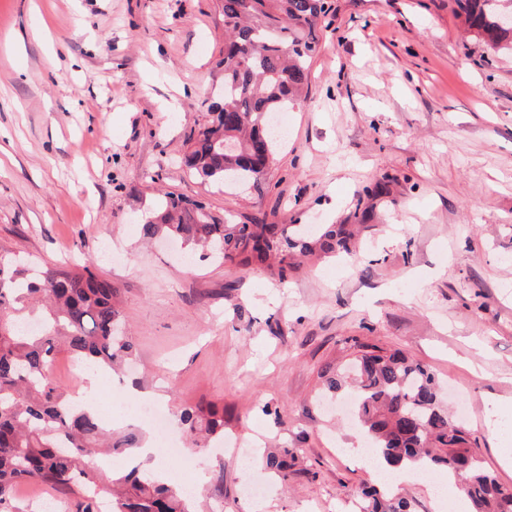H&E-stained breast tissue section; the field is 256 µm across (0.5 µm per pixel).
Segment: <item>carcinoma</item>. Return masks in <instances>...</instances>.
Listing matches in <instances>:
<instances>
[{
	"mask_svg": "<svg viewBox=\"0 0 512 512\" xmlns=\"http://www.w3.org/2000/svg\"><path fill=\"white\" fill-rule=\"evenodd\" d=\"M458 15L495 52H512V0H454ZM330 10L328 0H222L224 81L216 123L192 134L184 164L218 185L257 182L277 135L270 115L304 100L310 63L318 46L316 27ZM150 236L202 246L216 262L279 259V275L293 260L315 253L356 252V230L327 224L315 238L299 237L275 224H230L198 202L167 194L144 225ZM118 290L89 267L61 268L0 254V512L20 485L38 482L86 492L77 512H194V499L179 489L139 474L102 475L95 459L126 451L136 436L112 439L101 418L76 404L51 376L56 354L66 352L91 369L112 371L135 355L123 330ZM40 320L38 331L21 325ZM324 385L356 390V420L377 456L393 468L423 463L465 480L472 512H512V487L499 482L470 446L464 425L440 399L436 375L397 350L359 344L344 372L327 367ZM180 421L194 443L224 433V413L186 408ZM298 450L281 448L265 457L266 468L286 484L295 474ZM359 512H413L410 503L385 487L358 494Z\"/></svg>",
	"mask_w": 512,
	"mask_h": 512,
	"instance_id": "cac0c4a2",
	"label": "carcinoma"
}]
</instances>
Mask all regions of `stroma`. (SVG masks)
I'll return each mask as SVG.
<instances>
[{
  "instance_id": "35a3bbf8",
  "label": "stroma",
  "mask_w": 512,
  "mask_h": 512,
  "mask_svg": "<svg viewBox=\"0 0 512 512\" xmlns=\"http://www.w3.org/2000/svg\"><path fill=\"white\" fill-rule=\"evenodd\" d=\"M307 99L246 190L181 163L224 95L221 0H0V252L78 263L112 282L136 359L104 407L145 397L178 415L224 411L205 450L198 512H354L377 481L323 408L319 374L354 342L426 365L449 405L467 400L485 466L512 486L483 423L512 398V55H490L453 0H331ZM203 202L236 224H349L360 260L185 261L143 232L158 197ZM297 448L281 484L235 449ZM441 469L402 492L417 512ZM270 485L260 497L248 488Z\"/></svg>"
}]
</instances>
